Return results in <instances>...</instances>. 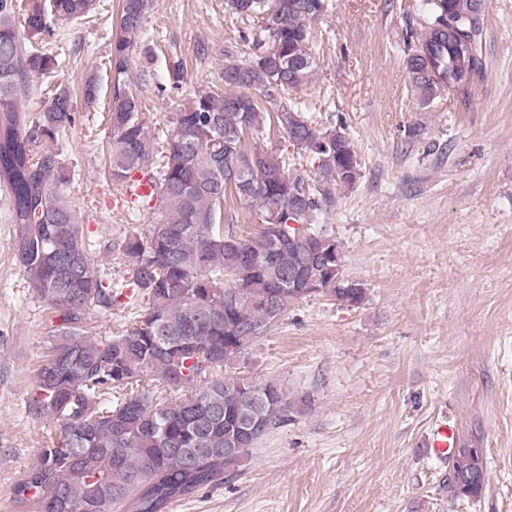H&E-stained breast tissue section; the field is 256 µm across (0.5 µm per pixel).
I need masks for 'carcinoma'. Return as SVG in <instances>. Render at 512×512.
Returning <instances> with one entry per match:
<instances>
[{
	"mask_svg": "<svg viewBox=\"0 0 512 512\" xmlns=\"http://www.w3.org/2000/svg\"><path fill=\"white\" fill-rule=\"evenodd\" d=\"M241 19L262 24L243 36L248 57L226 54L224 87L201 92L173 113V132L158 150L140 96L124 81L141 41L150 0H122L113 36L109 121L112 178L153 179L160 219L142 236L106 246L132 259L129 277L91 257V242L65 194L68 174L49 148L80 120L65 86L36 85L54 59L34 42L54 37L61 22L97 15L96 0H0V184L8 191L14 252L33 295L52 310L49 352L37 368L27 414L54 423L38 461L13 487L15 503L38 512H169L173 503L224 482L246 466L272 430L302 413L275 378H253L235 363L264 337L270 314L301 297L323 294L357 307L363 284L336 263L343 250L320 214L336 190L351 188L360 162L342 120L326 128L284 94L309 81L317 66L311 23L326 0H227ZM487 0H424L420 29L403 36L406 66L421 101L450 89L468 96L485 72L481 50ZM187 74L170 63L175 91ZM48 98L33 116L18 99ZM96 74L82 96L93 103ZM276 110L271 112L267 105ZM277 130L294 154L247 148ZM250 201L258 233L224 224V201ZM141 306L120 332L91 336L87 314H112L121 301ZM187 390L169 404L153 382ZM486 483L484 450L458 444L448 456L453 500H478Z\"/></svg>",
	"mask_w": 512,
	"mask_h": 512,
	"instance_id": "carcinoma-1",
	"label": "carcinoma"
}]
</instances>
